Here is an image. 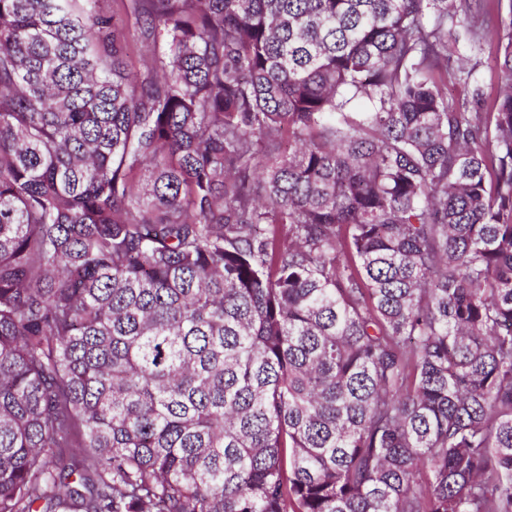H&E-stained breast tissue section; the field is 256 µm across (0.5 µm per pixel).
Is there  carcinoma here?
Listing matches in <instances>:
<instances>
[{
	"label": "carcinoma",
	"mask_w": 512,
	"mask_h": 512,
	"mask_svg": "<svg viewBox=\"0 0 512 512\" xmlns=\"http://www.w3.org/2000/svg\"><path fill=\"white\" fill-rule=\"evenodd\" d=\"M0 512H512V0H0ZM488 44H484V50L471 48L465 43L460 45V51L468 59L469 67L475 66V79L482 86L486 96L488 97L487 105L490 106L495 97L497 88L496 69L493 67L491 58L489 57Z\"/></svg>",
	"instance_id": "carcinoma-1"
}]
</instances>
